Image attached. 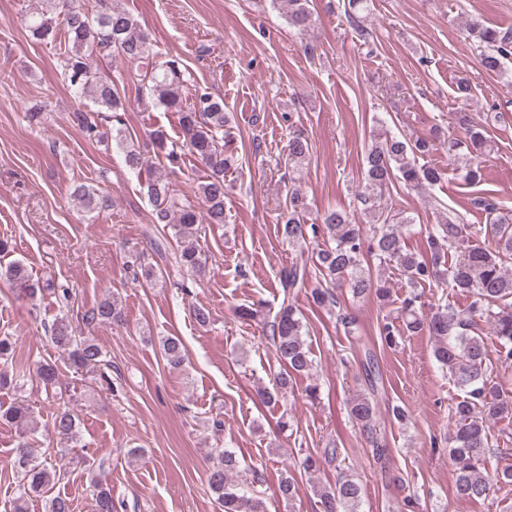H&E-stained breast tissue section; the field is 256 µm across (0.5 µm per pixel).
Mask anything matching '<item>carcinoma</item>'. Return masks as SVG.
Wrapping results in <instances>:
<instances>
[{
  "instance_id": "carcinoma-1",
  "label": "carcinoma",
  "mask_w": 512,
  "mask_h": 512,
  "mask_svg": "<svg viewBox=\"0 0 512 512\" xmlns=\"http://www.w3.org/2000/svg\"><path fill=\"white\" fill-rule=\"evenodd\" d=\"M45 2L46 9L33 12L27 18L30 37L39 43L53 41L57 23H63L61 55L69 86L78 97L110 113L112 129L100 130L98 122L90 120L80 109L73 112L74 123L91 139L112 137L132 170L139 171L146 165L148 151L164 156L171 168L180 167L181 155L168 148L164 130L152 131L143 145L123 135L127 99L112 81L103 78L89 64L93 55L103 59L121 58L133 67L131 82L137 85V90L149 89L160 104L178 113L182 146L207 170L206 181L200 186L207 223H224V197L228 192L224 175L233 165V157L224 151V125L227 123L224 100L200 89L191 103H184L182 88L186 80L180 61L155 60L146 31L130 13L112 6V0H96L92 14L76 5V0ZM271 3L282 11L288 26L301 33L315 22L310 0H271ZM370 3L372 0H347L345 13L350 22H357L359 15L369 12ZM467 34L481 48L483 68L505 72V64L512 60V31L487 27L472 20ZM454 120L464 138L447 140L448 155L456 162L462 182L474 185L482 180L481 158L489 147L486 130L468 112L455 113ZM439 141L437 132L414 140L393 135L386 129L374 136V143L365 157L364 190L357 194L368 216L365 225L351 223L349 217L338 210L324 213L319 224L305 223L302 214L307 209L306 197L296 186L298 179L289 178L281 235L290 245L328 236V245L318 251L316 264L325 286H309L310 272L304 264L294 263L282 269L279 285L283 298L272 320L266 322L267 337L277 365L274 384L285 389L292 376L307 373L313 367L311 351L304 340L303 316L295 306L299 292H305L314 305L331 308L338 304L334 287L346 283L356 295L373 293L378 300L387 302L390 287L374 281L371 269L363 266V262L370 257L379 267L395 266L404 276L409 291L397 309V316L386 317L380 324L381 343L390 347L405 334L426 333L436 339V361L464 390V397L451 409L455 431L448 446V457L456 465V494L468 500H484L493 484L512 485V467L492 472L488 469L489 428L494 423L512 419V396L504 392L489 373L488 347L485 339L472 331L473 316L478 315L490 323L498 358L511 362L512 273L504 269L503 259L512 255V213L500 211L492 196H480L475 204L490 219L491 241L472 240L465 225L444 215L427 231L424 250L408 251L404 237L411 233L414 221L404 211L384 203L383 198L396 182L421 188L441 181V171L424 162L425 157L437 149ZM309 156L307 139L300 135L293 137L288 162L297 170ZM147 192L154 206L155 223L170 224L174 229L178 263L194 279H204L210 270L197 242L195 205L179 197L160 179L148 183ZM76 196L90 213L112 207L109 196L86 185L76 189ZM452 249L459 252V259L446 268L444 257ZM2 278L20 285L31 297L45 290L57 293L63 303L70 297L69 289L55 288L52 280L31 281L26 267L19 262L0 268ZM431 283L472 296L470 317L465 318L448 306L424 311L419 288ZM121 318L118 303L108 297L96 305L85 321L90 324L118 322ZM44 330L74 368H112L103 347L91 336L76 334L66 318L55 319L45 325ZM14 352V337L0 336V389L15 386L26 376L24 366L13 363ZM162 355L171 368H181L185 363L181 339L168 336L162 340ZM376 365V355L370 350L366 353L370 393L358 395L350 408L351 418L365 427L375 416ZM35 375L49 388L55 385L58 369L55 363L46 360L38 364ZM32 418V410L23 402L0 407V421L17 428H29ZM50 425L59 440H78V424L65 405H58ZM13 467L20 477L19 496L13 501L10 512H24V504L32 496L48 502L49 512H73L71 500L56 491L64 470L47 461V454L40 453L23 435L14 448ZM237 472L236 455L226 449L218 451L208 478L216 502L224 507V512H264L263 502L255 494L260 474L255 472L252 479L234 484L232 479ZM91 483L93 512H116L112 486L96 474ZM316 495L320 512H360L362 488L354 479L345 478L332 487H322L316 490Z\"/></svg>"
}]
</instances>
